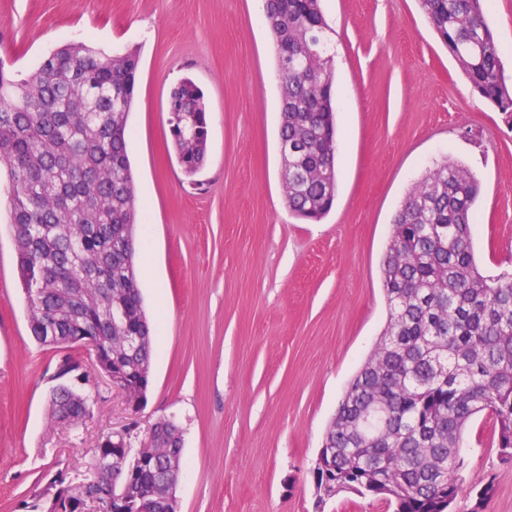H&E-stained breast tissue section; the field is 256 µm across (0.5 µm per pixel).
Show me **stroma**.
I'll return each mask as SVG.
<instances>
[{"instance_id":"35a3bbf8","label":"stroma","mask_w":512,"mask_h":512,"mask_svg":"<svg viewBox=\"0 0 512 512\" xmlns=\"http://www.w3.org/2000/svg\"><path fill=\"white\" fill-rule=\"evenodd\" d=\"M336 47V202L318 223L285 204L280 88L259 0H0V59L28 72L54 46L139 49L128 154L152 235L139 268L155 329L147 401L130 414L99 379L76 431L51 427L60 354L30 336L0 171V512L60 468L71 476L103 434L175 417L186 468L179 512H315L311 468L348 381L387 322L381 264L410 185L442 158L481 183L473 244L484 271L512 270V129L472 94L418 0H322ZM190 76L210 116L191 184L171 149L166 100ZM466 432L455 512L487 474L486 512H512V464Z\"/></svg>"}]
</instances>
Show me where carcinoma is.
<instances>
[{
	"label": "carcinoma",
	"mask_w": 512,
	"mask_h": 512,
	"mask_svg": "<svg viewBox=\"0 0 512 512\" xmlns=\"http://www.w3.org/2000/svg\"><path fill=\"white\" fill-rule=\"evenodd\" d=\"M320 0H264L280 78L279 152L289 213L319 221L338 187L333 56ZM485 0H419L429 24L473 94L512 130V82L486 21ZM140 58L86 42L53 49L21 77L0 60V167L8 169L10 224L29 330L65 350L47 399L49 420L79 429L97 397L85 388L121 374L128 407L146 401L153 329L135 269L138 201L127 153ZM169 134L188 178L203 167L209 116L201 89L181 79L168 99ZM480 191L466 167L443 159L408 191L392 224L382 265L389 319L375 349L345 388L324 442L336 455L314 482L340 494L385 495L392 512H452L464 467V434L493 420L490 445L512 462V273L477 263L470 215ZM122 322L112 323V311ZM95 340V368L80 351ZM140 336L128 351L124 337ZM119 444L124 494L112 500V473L87 463L83 482L60 469L34 486L19 512H176L165 495L185 468L182 434L164 425L141 446L102 436L93 457ZM486 475L469 512L495 491Z\"/></svg>",
	"instance_id": "obj_1"
}]
</instances>
